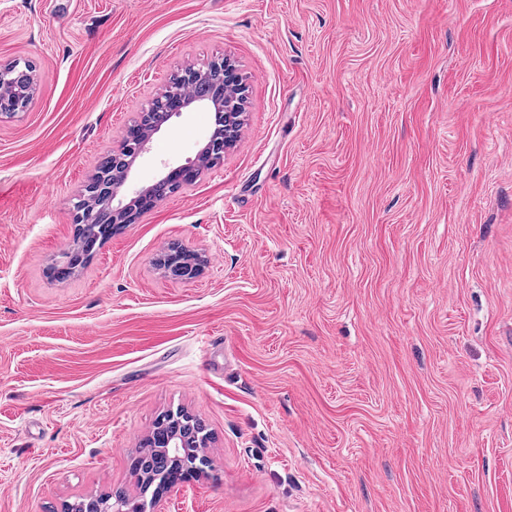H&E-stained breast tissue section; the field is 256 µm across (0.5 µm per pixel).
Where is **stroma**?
Here are the masks:
<instances>
[{
    "instance_id": "obj_1",
    "label": "stroma",
    "mask_w": 512,
    "mask_h": 512,
    "mask_svg": "<svg viewBox=\"0 0 512 512\" xmlns=\"http://www.w3.org/2000/svg\"><path fill=\"white\" fill-rule=\"evenodd\" d=\"M225 56L234 147L53 279L124 127ZM13 60L38 86L0 119V512L134 490L180 410L209 445L164 512H512V0H0ZM174 242L200 278L157 266ZM104 182L90 181L85 187L78 192L72 199L71 212L73 215V224H75V239L80 240L81 236L90 233V224L94 223V218L91 214L85 211L83 201L88 193H101L105 190Z\"/></svg>"
}]
</instances>
